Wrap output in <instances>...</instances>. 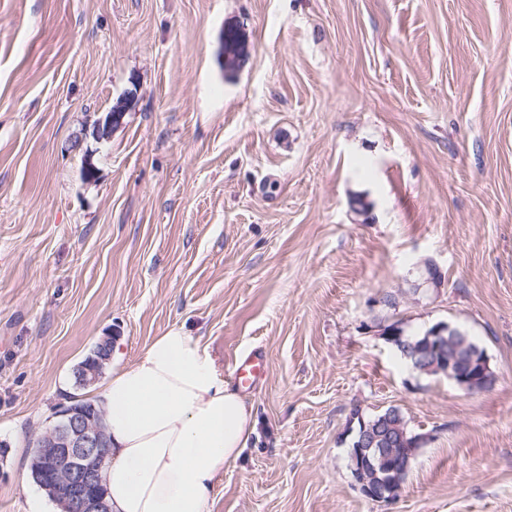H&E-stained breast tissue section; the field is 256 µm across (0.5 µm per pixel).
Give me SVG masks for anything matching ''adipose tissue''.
<instances>
[{
  "label": "adipose tissue",
  "mask_w": 512,
  "mask_h": 512,
  "mask_svg": "<svg viewBox=\"0 0 512 512\" xmlns=\"http://www.w3.org/2000/svg\"><path fill=\"white\" fill-rule=\"evenodd\" d=\"M112 377L94 394L110 439L112 512H209L211 492L255 430L254 406L180 329L132 363L113 349Z\"/></svg>",
  "instance_id": "obj_1"
}]
</instances>
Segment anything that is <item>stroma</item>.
I'll return each mask as SVG.
<instances>
[{"label": "stroma", "instance_id": "1", "mask_svg": "<svg viewBox=\"0 0 512 512\" xmlns=\"http://www.w3.org/2000/svg\"><path fill=\"white\" fill-rule=\"evenodd\" d=\"M130 91L84 181L71 139ZM396 319L466 330L495 386L411 371ZM173 328L226 381L268 362L210 512H512V0H0V512L92 347ZM356 405L427 437L391 504ZM265 373V357L262 351L254 349L243 360L237 362L234 378L238 385L251 388Z\"/></svg>", "mask_w": 512, "mask_h": 512}]
</instances>
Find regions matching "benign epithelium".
<instances>
[{
  "mask_svg": "<svg viewBox=\"0 0 512 512\" xmlns=\"http://www.w3.org/2000/svg\"><path fill=\"white\" fill-rule=\"evenodd\" d=\"M112 124L111 119H96L85 127L82 140H101L103 127ZM412 349L413 357L426 363L425 370L443 374L467 391H485L494 383L485 350L467 345V336L446 323L436 324L426 343ZM427 440L424 434L407 440L399 422L362 424L351 476L363 496L376 503L393 502L409 459ZM35 444L40 467L62 496L65 512H111L102 478L109 442L94 409L62 406L35 436Z\"/></svg>",
  "mask_w": 512,
  "mask_h": 512,
  "instance_id": "1",
  "label": "benign epithelium"
}]
</instances>
